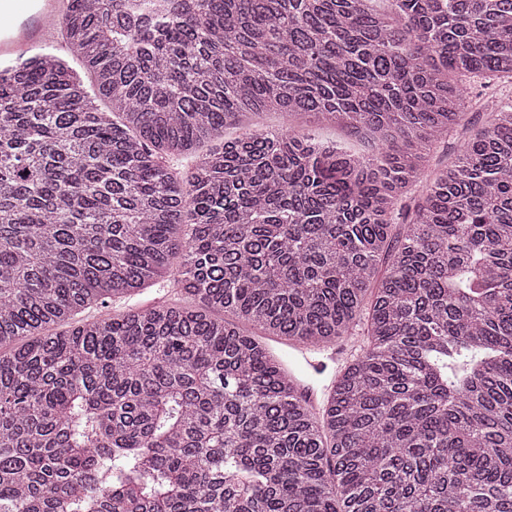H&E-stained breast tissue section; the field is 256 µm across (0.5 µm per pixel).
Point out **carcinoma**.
Here are the masks:
<instances>
[{
    "instance_id": "cac0c4a2",
    "label": "carcinoma",
    "mask_w": 512,
    "mask_h": 512,
    "mask_svg": "<svg viewBox=\"0 0 512 512\" xmlns=\"http://www.w3.org/2000/svg\"><path fill=\"white\" fill-rule=\"evenodd\" d=\"M376 2L70 0L108 112L57 55L0 68V512H512V105L393 222L512 84V0ZM363 313L317 416L259 335ZM303 132L318 140H334L343 147H346L351 150H357L362 153L365 152L366 149L363 143H361L358 139L354 138L353 136L349 135V133L341 129L326 130L319 127L316 124H309L307 127H303ZM162 288H165V290ZM166 289H168L167 300H169L173 297L171 288H168V286H165L164 284H154L150 287L143 288L141 291L130 296L108 301L109 309L111 312L112 310L128 311L153 305L155 299L164 298L166 296Z\"/></svg>"
}]
</instances>
